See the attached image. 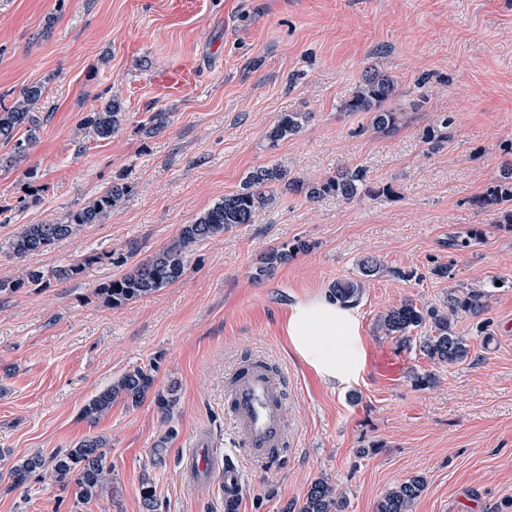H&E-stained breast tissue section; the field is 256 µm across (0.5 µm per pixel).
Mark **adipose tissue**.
I'll list each match as a JSON object with an SVG mask.
<instances>
[{
  "instance_id": "1",
  "label": "adipose tissue",
  "mask_w": 512,
  "mask_h": 512,
  "mask_svg": "<svg viewBox=\"0 0 512 512\" xmlns=\"http://www.w3.org/2000/svg\"><path fill=\"white\" fill-rule=\"evenodd\" d=\"M285 331L300 361L328 382L350 384L364 368L365 348L358 319L352 309L329 295L292 304Z\"/></svg>"
}]
</instances>
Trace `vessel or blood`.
I'll use <instances>...</instances> for the list:
<instances>
[{
  "label": "vessel or blood",
  "mask_w": 512,
  "mask_h": 512,
  "mask_svg": "<svg viewBox=\"0 0 512 512\" xmlns=\"http://www.w3.org/2000/svg\"><path fill=\"white\" fill-rule=\"evenodd\" d=\"M284 390V379L262 361L250 360L235 370L228 412L235 422L238 452L245 459L267 464L281 456L287 442ZM206 455L204 440H191L185 453L190 477L206 473Z\"/></svg>",
  "instance_id": "vessel-or-blood-1"
}]
</instances>
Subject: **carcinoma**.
Instances as JSON below:
<instances>
[{"label":"carcinoma","mask_w":512,"mask_h":512,"mask_svg":"<svg viewBox=\"0 0 512 512\" xmlns=\"http://www.w3.org/2000/svg\"><path fill=\"white\" fill-rule=\"evenodd\" d=\"M396 93L392 78L378 72L371 73L344 103L347 112H370L376 129L389 133L397 125L396 114L385 108L386 102ZM43 94V85L32 84L25 88L20 99L11 106L0 105V140L12 145L13 154L22 157L33 145L40 118L34 108ZM123 108L113 98L85 117L88 133L99 139H109L121 127ZM301 114L284 112L277 117L268 132L269 140L280 141L300 131ZM284 183L293 193L308 199H318L327 194L344 200H352L362 192L370 191L367 172L362 167L344 172L318 182H306L287 178L286 172L278 168H259L244 180L241 189L215 203L194 220L182 227L179 237L151 259L137 265L126 274L116 277L101 287L97 294L103 301L118 307L130 301L146 298L162 288L179 281L185 274L188 255L192 247L221 235L235 224H251L257 214L276 200L274 185ZM126 193V187L115 184L93 201L70 212L57 224H28L9 243L12 253L19 257L42 251L53 242L76 234L86 224H101L111 214ZM481 209H494L500 213V223L512 224V166L501 170L486 192L474 200ZM311 249V244L296 239L273 248L265 255L258 275H267L278 266L300 253ZM381 264L372 257L358 263V275L336 282L329 296L342 306L356 305L363 294L365 283L376 276ZM44 273L28 270L14 281H0V293H13L21 288L39 287ZM482 307L480 296L465 297L448 295V309L418 307L412 301H403L400 306L381 315L380 329L386 336L401 341L409 340V333L426 324L432 334L423 337L421 348L429 359L448 366L462 362L468 356V348L462 338L452 331V321L459 314H475ZM154 378L143 368L126 372L111 388L92 397L82 408V416L94 423L104 416L112 404L121 400L133 407L139 406L149 394L163 418L170 419L175 399L172 393L153 390ZM51 466L56 481L70 489L75 501L88 503L112 494V462L108 457V440L102 436H88L75 447L55 454L51 460L35 452L12 465L10 474L15 484L24 483L29 477ZM425 480L412 476L390 489L378 504L377 512H408L410 504L421 495ZM343 508L336 488L327 480L319 478L311 483L299 512H340Z\"/></svg>","instance_id":"obj_1"}]
</instances>
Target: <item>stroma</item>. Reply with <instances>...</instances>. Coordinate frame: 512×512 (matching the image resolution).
Instances as JSON below:
<instances>
[{
    "label": "stroma",
    "mask_w": 512,
    "mask_h": 512,
    "mask_svg": "<svg viewBox=\"0 0 512 512\" xmlns=\"http://www.w3.org/2000/svg\"><path fill=\"white\" fill-rule=\"evenodd\" d=\"M374 71L397 86L389 134L343 109ZM38 82L27 156L0 143V279L48 276L0 295V512H146V484L158 512H226L228 462L243 472L236 512H285L320 477L343 512H377L417 475L426 486L409 512H512V226L473 203L512 163V0H0V103ZM113 97L120 130L90 136L85 116ZM155 112L169 122L152 133ZM283 112L303 113L302 128L271 142ZM273 166L307 181L359 166L370 190L351 201L278 190L253 223L196 245L177 283L119 307L99 298L124 272L114 257L148 260ZM115 183L127 193L104 223L23 258L8 249L24 225L62 221ZM474 228L482 240L447 247ZM296 239L313 250L257 279L261 256ZM366 256L384 270L353 307L365 365L339 388L293 355L285 321ZM80 261L76 279L52 278ZM438 265L447 278L432 275ZM466 292L485 308L454 321L464 363L430 360L419 332L405 344L379 329L403 300ZM255 358L286 376L288 446L264 466L237 458L226 406L232 370ZM137 367L174 389L171 423L150 398L82 419ZM426 374L433 384L417 386ZM90 435L109 440L113 496L74 505L47 472L14 484L17 460ZM198 436L213 466L193 483L182 457Z\"/></svg>",
    "instance_id": "obj_1"
}]
</instances>
